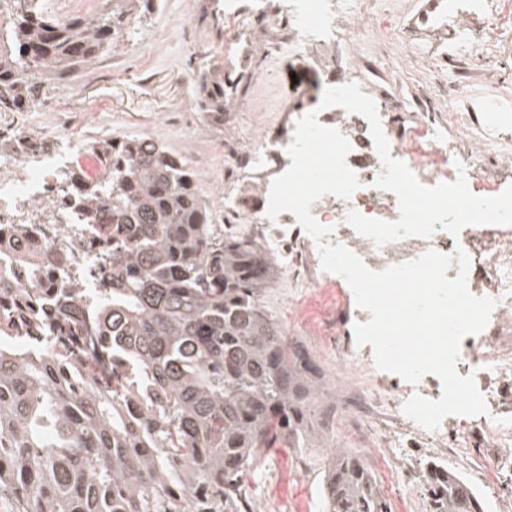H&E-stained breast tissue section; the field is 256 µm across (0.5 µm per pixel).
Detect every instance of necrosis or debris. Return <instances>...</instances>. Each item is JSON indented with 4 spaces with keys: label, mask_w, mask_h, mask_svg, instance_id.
<instances>
[{
    "label": "necrosis or debris",
    "mask_w": 512,
    "mask_h": 512,
    "mask_svg": "<svg viewBox=\"0 0 512 512\" xmlns=\"http://www.w3.org/2000/svg\"><path fill=\"white\" fill-rule=\"evenodd\" d=\"M219 7L250 19L252 28L263 34L267 55H276L286 46L298 48L318 69L331 73L334 86L354 81L358 41H387L401 52L409 50L405 32L365 17L355 18L345 0H221ZM252 28L243 29L239 36L243 48L238 72L260 83L266 75L253 65ZM500 41L492 29L479 36L468 34L449 57L431 54L427 61L438 72L448 67L481 70L497 57ZM470 91L469 82L458 80L448 88L422 94L416 105L419 122L410 132L402 130L404 115L388 88H380L374 101L392 157L405 162L421 183L432 186L455 181L456 166L461 163L471 191L493 196L512 181L504 177L498 185H486L479 168L496 157L504 141L512 140V130L499 128L483 140L478 153L467 155L459 154L455 144L440 134L448 112L456 123H476V113L454 110L469 98ZM298 117V112H291L289 123L269 127L247 152L237 141H225V185L257 179L262 186H270L291 164L285 148L293 140ZM318 120L347 137L351 149L346 162L361 182L351 200L327 195L312 205L314 217L333 229L326 242L343 244L376 271L430 249L449 254L459 246L470 258V291L497 299L486 328L463 339L456 365L460 375L475 376L487 401V413L449 416L437 431L418 432L438 449L463 443L496 449L487 471L489 477H497L501 459L512 456V232L502 226L481 225L468 236L455 238L439 231L427 239L411 237L375 249L372 240L344 222L350 208L368 218H399L395 194L373 186L382 170L377 154L366 159L360 154L372 142L369 123L341 108L322 110ZM4 121L5 128H0V321L14 324L13 338L25 352L46 355L66 350L70 362L61 365V373L80 368L89 388L101 390L108 376L114 384H123V368L112 360L110 331L81 305L84 295L100 293L111 285L102 256L112 249V213L105 204L87 203L78 183L66 179L84 156L80 141L65 126L52 131L36 127L25 112L7 113ZM224 215L226 222L246 231L277 259L287 277L311 288L328 280L314 241L292 213H281L273 222L266 218L264 207L247 206L228 193ZM381 379L389 384L387 417L395 425H409L402 405L412 393L433 400L442 395L440 380L431 374L415 386L388 372Z\"/></svg>",
    "instance_id": "1"
}]
</instances>
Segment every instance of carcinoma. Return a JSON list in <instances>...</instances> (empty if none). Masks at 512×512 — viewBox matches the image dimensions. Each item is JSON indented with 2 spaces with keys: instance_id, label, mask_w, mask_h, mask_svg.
Instances as JSON below:
<instances>
[{
  "instance_id": "carcinoma-1",
  "label": "carcinoma",
  "mask_w": 512,
  "mask_h": 512,
  "mask_svg": "<svg viewBox=\"0 0 512 512\" xmlns=\"http://www.w3.org/2000/svg\"><path fill=\"white\" fill-rule=\"evenodd\" d=\"M138 0L63 20L43 0H12L0 40V112H21L112 49ZM33 66L39 74L19 77ZM203 108L224 123V70L201 79ZM107 183L85 184L112 209V292L92 309L125 337L119 398L54 358L19 352L0 331V495L11 512H241V479L260 448L306 433L311 382L263 301L275 262L255 240L224 234L187 156L152 138L91 148ZM142 401L130 420L122 401ZM326 512H388L363 461L339 452ZM431 512H482L476 495L433 467Z\"/></svg>"
}]
</instances>
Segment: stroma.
I'll return each mask as SVG.
<instances>
[{
  "mask_svg": "<svg viewBox=\"0 0 512 512\" xmlns=\"http://www.w3.org/2000/svg\"><path fill=\"white\" fill-rule=\"evenodd\" d=\"M213 0H153L147 11L123 25V36L111 51L76 78L59 86L53 97L57 112L36 108L31 113L39 127L54 129L58 112L72 118L75 127L93 139L135 137L151 131L153 138L172 150L186 153L198 175V185L214 208L224 205L217 191L224 166V142L237 140L252 147L267 120L284 122L282 113L247 112L240 104L225 103L223 125H206L195 138H187L182 115L197 111L203 99L199 73L205 65H230L237 52V34L243 21L224 18L215 24ZM357 52L371 64L361 75L365 91H373L379 78L394 77L393 94L408 102L432 79L421 64L404 54L377 51L360 43ZM271 95L288 103L295 96L317 97L327 76L299 57L282 53L270 66ZM266 306L280 319L289 342L299 345L309 366L313 390L307 399V432L285 448H262L244 479L243 512H325L322 494L324 473L336 451L368 458L370 447L384 440L382 401L361 420L363 431L331 425L329 408L348 392L337 382L340 350L318 341L317 333L333 327L336 288L307 289L275 274L264 294ZM490 448H460L441 453L420 440L402 442L391 451L398 474L397 495L407 500V512H430L428 478L440 465L467 482L480 498L485 512H512V490L492 501L491 488L483 482V464L493 456Z\"/></svg>",
  "mask_w": 512,
  "mask_h": 512,
  "instance_id": "35a3bbf8",
  "label": "stroma"
}]
</instances>
